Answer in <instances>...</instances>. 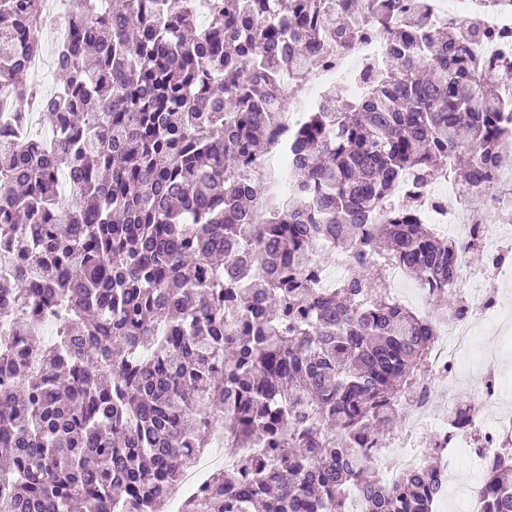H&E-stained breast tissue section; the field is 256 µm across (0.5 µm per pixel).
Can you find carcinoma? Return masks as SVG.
Returning a JSON list of instances; mask_svg holds the SVG:
<instances>
[{
    "instance_id": "cac0c4a2",
    "label": "carcinoma",
    "mask_w": 512,
    "mask_h": 512,
    "mask_svg": "<svg viewBox=\"0 0 512 512\" xmlns=\"http://www.w3.org/2000/svg\"><path fill=\"white\" fill-rule=\"evenodd\" d=\"M401 0H72L46 112L57 138L0 144V253L14 267L0 320V512H164L194 448H256L217 471L182 512H432L439 468L390 490L363 454L401 417L430 367L429 327L383 292L401 263L442 315L456 244L394 204L410 172L448 167L490 185L512 60L487 67L475 25L399 21ZM42 0H0V88L42 47ZM387 30L363 95L321 93L304 114L288 211L257 212L282 77L307 79L332 44ZM390 208L383 224L370 215ZM354 257L321 288L319 266ZM57 320L54 339L35 323ZM42 360L39 372L25 363ZM481 512H512V443L488 464Z\"/></svg>"
}]
</instances>
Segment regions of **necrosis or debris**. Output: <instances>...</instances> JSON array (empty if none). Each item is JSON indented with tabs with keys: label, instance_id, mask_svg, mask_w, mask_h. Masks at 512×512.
<instances>
[{
	"label": "necrosis or debris",
	"instance_id": "necrosis-or-debris-1",
	"mask_svg": "<svg viewBox=\"0 0 512 512\" xmlns=\"http://www.w3.org/2000/svg\"><path fill=\"white\" fill-rule=\"evenodd\" d=\"M407 8L425 10L434 23L466 25L476 23L485 37L475 47L476 53L489 61L512 58V15L499 6V0H404ZM388 52L387 36L372 31L350 50L337 46L328 51L329 60L314 72L308 95L292 106L281 110L276 131L280 146L272 155L258 163L260 175H272L268 192L260 199V211L286 210L292 185L293 150L286 132L297 125L304 114L319 102L318 91L329 80L349 83L359 63L368 60L382 64ZM493 184L489 190L478 191L458 187L448 180L447 171H440L430 182H420L416 175H406L395 193L396 202L418 196L422 201V217L435 233L453 236L457 242L454 263L458 271L451 292L461 293L464 303L452 309L443 318L431 315V291L418 290L415 312L429 319L434 338V354L427 379L418 394L404 400L402 428L395 438L386 440L383 447L367 456L384 477L386 484H394L400 475L420 469L424 457L420 453V433L429 430L437 446V454L445 469H452L459 453H471L477 469L492 462L501 452L506 436H512V413L493 419L469 413L465 429L451 425L462 405L452 394L438 395L437 383L453 379L459 362L469 349V340L480 322L495 318L500 312L499 286L512 280V227L499 224V213L512 206V167L496 166L492 172ZM479 245L486 261L475 267L469 262L472 245ZM441 397L442 410L432 407V397ZM212 445L192 458L180 484L167 490L170 502L176 503L195 495L207 484L211 474L219 468L233 465L234 455L225 453L224 422L212 416L210 425Z\"/></svg>",
	"mask_w": 512,
	"mask_h": 512
}]
</instances>
